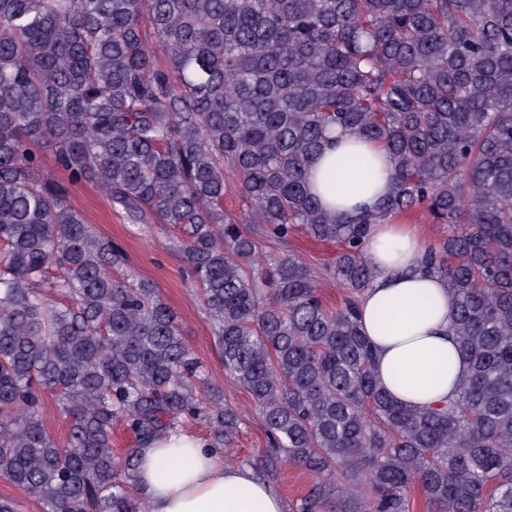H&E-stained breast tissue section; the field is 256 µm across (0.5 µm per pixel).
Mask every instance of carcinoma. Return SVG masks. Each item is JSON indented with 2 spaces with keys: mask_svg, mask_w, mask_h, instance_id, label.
Listing matches in <instances>:
<instances>
[{
  "mask_svg": "<svg viewBox=\"0 0 512 512\" xmlns=\"http://www.w3.org/2000/svg\"><path fill=\"white\" fill-rule=\"evenodd\" d=\"M338 131L392 162L372 214L312 190ZM41 148L130 226L179 228L224 374L263 420L251 465L312 476L297 512H411L417 488L432 512H512V0H0V479L41 512H146L141 449L204 423L222 451L243 412ZM420 208L440 235L412 270L448 282L469 366L427 409L378 385L358 317L368 225ZM299 230L340 246L334 310L305 263L259 248ZM46 407L44 409L43 417L44 424L53 436L62 443L67 435L68 422L67 420L57 411L53 401L48 398L46 401Z\"/></svg>",
  "mask_w": 512,
  "mask_h": 512,
  "instance_id": "obj_1",
  "label": "carcinoma"
}]
</instances>
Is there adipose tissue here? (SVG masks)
Here are the masks:
<instances>
[{
	"instance_id": "ef3b65f1",
	"label": "adipose tissue",
	"mask_w": 512,
	"mask_h": 512,
	"mask_svg": "<svg viewBox=\"0 0 512 512\" xmlns=\"http://www.w3.org/2000/svg\"><path fill=\"white\" fill-rule=\"evenodd\" d=\"M311 170L314 192L334 214L377 210L394 182L386 152L353 136L316 157ZM422 248L414 225L397 218L371 225L363 252L375 277L359 302L377 381L419 408L453 401L468 370L448 334L456 311L447 284L413 270ZM137 485L148 512H285L269 482L252 469L222 462L190 434L143 449Z\"/></svg>"
}]
</instances>
